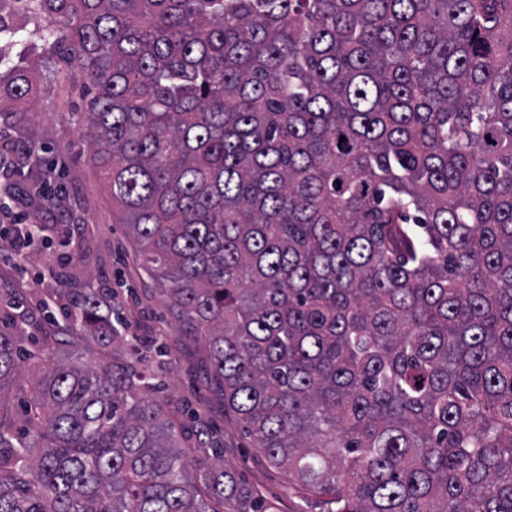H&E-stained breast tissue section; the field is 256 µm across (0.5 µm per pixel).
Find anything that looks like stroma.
Wrapping results in <instances>:
<instances>
[{"mask_svg":"<svg viewBox=\"0 0 512 512\" xmlns=\"http://www.w3.org/2000/svg\"><path fill=\"white\" fill-rule=\"evenodd\" d=\"M38 88L27 116L26 141L41 145L46 160L55 169L51 185H64L66 197L52 205L31 204L26 190L29 180L17 174L0 178V222L22 219L29 224H50L55 231L49 245L31 257L24 268L14 266L15 250L10 240H0V324L9 325L16 280L27 283L22 293L29 323L20 341L25 352L45 357L55 342L39 303L44 292L57 291L61 304H68L70 286H91L113 294L114 313L129 319L130 334L143 341L171 335L169 316L154 281L135 268V246L120 214L112 206L101 174L88 158L82 136L86 101L82 89L87 81L75 65L60 63L53 53L35 58L30 70ZM173 367L160 379L157 397H173L183 410L187 432H195L197 411H204L215 437L224 446V458L238 476L258 490L274 512H325L326 506L288 483L287 474L271 466L235 417L226 412L215 387L206 386L203 344L192 340L172 347Z\"/></svg>","mask_w":512,"mask_h":512,"instance_id":"stroma-1","label":"stroma"}]
</instances>
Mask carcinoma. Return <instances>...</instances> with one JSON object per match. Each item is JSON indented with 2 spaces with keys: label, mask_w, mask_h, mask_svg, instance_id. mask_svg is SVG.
I'll return each instance as SVG.
<instances>
[{
  "label": "carcinoma",
  "mask_w": 512,
  "mask_h": 512,
  "mask_svg": "<svg viewBox=\"0 0 512 512\" xmlns=\"http://www.w3.org/2000/svg\"><path fill=\"white\" fill-rule=\"evenodd\" d=\"M86 72L84 137L176 336L328 512H512V0H0ZM27 64L0 54V125ZM42 147L9 173L43 183ZM0 328V512H268L92 290Z\"/></svg>",
  "instance_id": "obj_1"
}]
</instances>
